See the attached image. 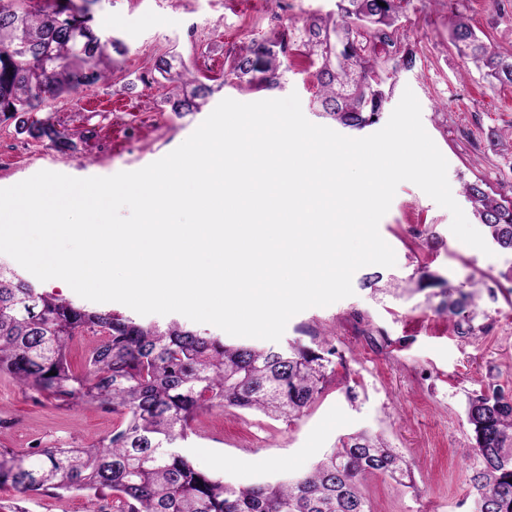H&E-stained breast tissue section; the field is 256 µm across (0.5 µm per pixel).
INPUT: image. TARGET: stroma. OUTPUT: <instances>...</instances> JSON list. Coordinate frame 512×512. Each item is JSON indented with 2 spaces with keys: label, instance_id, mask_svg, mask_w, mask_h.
<instances>
[{
  "label": "stroma",
  "instance_id": "stroma-1",
  "mask_svg": "<svg viewBox=\"0 0 512 512\" xmlns=\"http://www.w3.org/2000/svg\"><path fill=\"white\" fill-rule=\"evenodd\" d=\"M93 11L125 53L108 84L80 88L40 112L81 131L76 150L59 152L18 134L14 120L0 119V188L42 170L88 178L141 169L181 145L226 98L247 103L294 92L310 122L334 125L315 112L316 68L297 52H290L279 88L251 90L224 74L250 40L289 36L307 17L335 13L336 0H97ZM455 11L483 40L512 52V0H405L399 48L412 51L416 63L387 79L386 110L363 133L377 132L404 90H412L424 128L448 162L452 195L471 221L465 183L480 179L495 190L512 184V85L491 88L480 72L465 71L450 39ZM174 53L213 90L201 111L180 117L162 111L155 69L160 57ZM451 222V213L419 187L401 183L379 223L396 255L395 266L382 273L404 282L425 272L473 293L475 336H458L454 321L438 312L441 298L432 289L374 296L355 272L353 296L296 314L279 341L336 351L335 374L307 413L288 421L212 410L183 444L191 461L249 487L310 468L341 436L366 430L385 436L413 475L409 488L386 476L369 480L365 493L374 512H471L467 398L491 387L512 396V253L483 254L459 241ZM0 419L9 423V445L21 450L86 445L120 422L91 405L65 410L33 401L6 373H0Z\"/></svg>",
  "mask_w": 512,
  "mask_h": 512
}]
</instances>
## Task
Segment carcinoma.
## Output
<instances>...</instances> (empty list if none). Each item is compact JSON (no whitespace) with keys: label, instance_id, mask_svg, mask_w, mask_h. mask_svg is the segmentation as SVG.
<instances>
[{"label":"carcinoma","instance_id":"carcinoma-1","mask_svg":"<svg viewBox=\"0 0 512 512\" xmlns=\"http://www.w3.org/2000/svg\"><path fill=\"white\" fill-rule=\"evenodd\" d=\"M384 5H379V2ZM338 18H315L292 41L251 40L235 54L228 76L254 90L277 88L288 71V44L318 64L316 103L322 115L351 129L377 122L387 96L372 75L388 60L376 48L398 45L396 0H337ZM450 36L465 69L490 86L512 85V53L480 39L466 18L452 13ZM119 41L94 23L80 0H0V116L18 133L74 148L76 130L36 117L45 103L106 79ZM162 58L168 82L161 103L181 115L198 112L212 89L185 79L187 65ZM475 215L493 242L512 252V199L481 180L464 185ZM439 311L456 318L457 333L476 327L474 296L441 290ZM98 337L86 372L76 373L68 349ZM311 347L230 344L178 322L144 325L119 313L89 310L38 291L0 265V372L60 408L93 405L121 415L112 432L88 445L0 443V487L23 498L87 492L98 512H373L364 482L410 477L405 457L379 434L340 439L309 470L275 484L236 487L197 468L179 447L196 432L200 414L216 407L298 419L321 396L334 373L330 356ZM474 457L469 482L474 512H512V398L492 388L468 398L465 409Z\"/></svg>","mask_w":512,"mask_h":512}]
</instances>
